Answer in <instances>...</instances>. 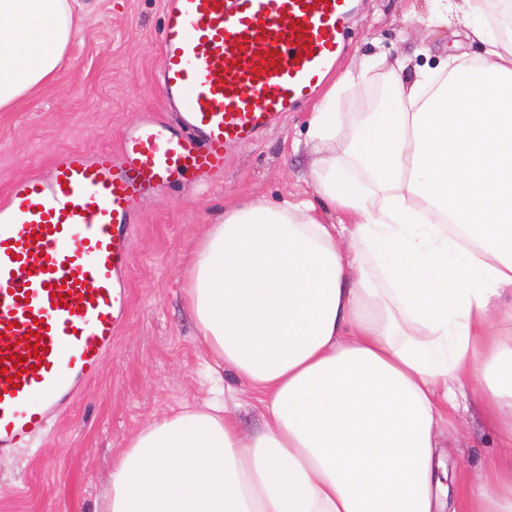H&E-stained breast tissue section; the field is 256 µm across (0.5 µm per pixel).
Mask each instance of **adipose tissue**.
<instances>
[{
    "mask_svg": "<svg viewBox=\"0 0 512 512\" xmlns=\"http://www.w3.org/2000/svg\"><path fill=\"white\" fill-rule=\"evenodd\" d=\"M75 0H0V111L56 76ZM484 0H454L479 62L403 61L388 102L337 144L336 99L314 106L316 197L225 209L195 240L184 291L200 342L260 396L246 434L213 403L138 431L102 512H446L438 432L455 390L512 434V45ZM326 204L344 221L325 222ZM468 512H512L492 467Z\"/></svg>",
    "mask_w": 512,
    "mask_h": 512,
    "instance_id": "ef3b65f1",
    "label": "adipose tissue"
}]
</instances>
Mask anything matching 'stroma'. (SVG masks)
Masks as SVG:
<instances>
[{"label":"stroma","instance_id":"obj_1","mask_svg":"<svg viewBox=\"0 0 512 512\" xmlns=\"http://www.w3.org/2000/svg\"><path fill=\"white\" fill-rule=\"evenodd\" d=\"M355 5L337 72L354 68L374 50L384 60L371 81L351 87L337 102L344 135L355 131L361 112L386 97L382 80L398 57L432 67L481 51L462 23L428 24L434 0ZM162 13L163 0H82L77 31L55 79L0 112V193L20 176L47 171L58 151L119 148L124 128L142 112L175 123L153 80ZM313 106L310 99L296 105L252 145L230 149L215 186H165L143 206L131 241L128 320L97 376L53 428L0 459V512H95L131 435L185 405L222 394L243 432L262 425L256 393L230 370L215 369L198 342L184 303V263L192 243L226 205L258 196L310 197L309 159L293 145L305 141ZM442 429L448 446L437 477L449 499L490 465L512 458V439L472 393L457 395Z\"/></svg>","mask_w":512,"mask_h":512}]
</instances>
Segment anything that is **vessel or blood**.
<instances>
[{"mask_svg":"<svg viewBox=\"0 0 512 512\" xmlns=\"http://www.w3.org/2000/svg\"><path fill=\"white\" fill-rule=\"evenodd\" d=\"M354 0H165L155 75L177 128L145 116L119 152L67 149L52 174L0 194V362L41 352L16 383L0 375V457L28 444L97 375L129 311L133 216L166 184L200 189L230 148L310 98L336 66ZM62 304H54V296Z\"/></svg>","mask_w":512,"mask_h":512,"instance_id":"b4317fda","label":"vessel or blood"}]
</instances>
